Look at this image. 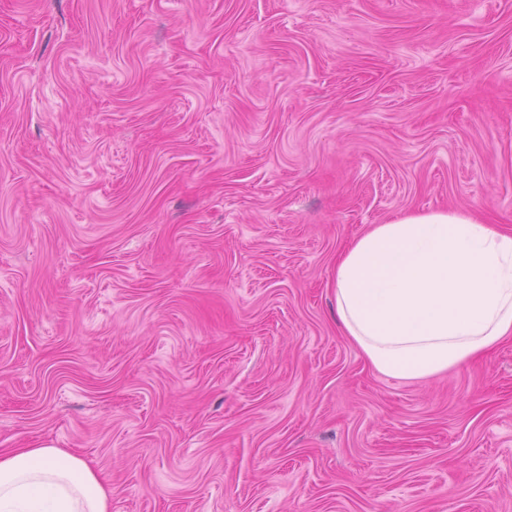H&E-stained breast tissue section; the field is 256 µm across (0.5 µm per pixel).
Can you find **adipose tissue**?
<instances>
[{"label":"adipose tissue","instance_id":"obj_1","mask_svg":"<svg viewBox=\"0 0 512 512\" xmlns=\"http://www.w3.org/2000/svg\"><path fill=\"white\" fill-rule=\"evenodd\" d=\"M340 326L379 373L428 379L512 338V231L460 209L410 210L339 255ZM112 488L54 447L0 452V512H111Z\"/></svg>","mask_w":512,"mask_h":512}]
</instances>
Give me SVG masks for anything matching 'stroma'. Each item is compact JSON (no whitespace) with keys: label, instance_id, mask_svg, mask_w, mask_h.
Segmentation results:
<instances>
[{"label":"stroma","instance_id":"obj_1","mask_svg":"<svg viewBox=\"0 0 512 512\" xmlns=\"http://www.w3.org/2000/svg\"><path fill=\"white\" fill-rule=\"evenodd\" d=\"M512 229V0H0V449L112 512H512V342L376 372L369 225Z\"/></svg>","mask_w":512,"mask_h":512}]
</instances>
